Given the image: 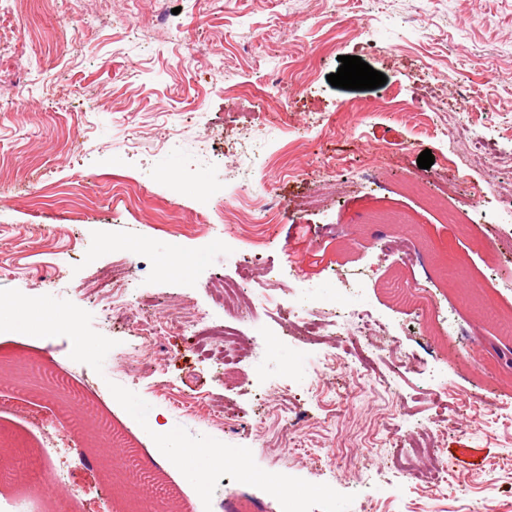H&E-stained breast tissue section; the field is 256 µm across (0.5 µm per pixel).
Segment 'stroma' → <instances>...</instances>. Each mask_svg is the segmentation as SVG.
<instances>
[{
  "label": "stroma",
  "instance_id": "stroma-1",
  "mask_svg": "<svg viewBox=\"0 0 512 512\" xmlns=\"http://www.w3.org/2000/svg\"><path fill=\"white\" fill-rule=\"evenodd\" d=\"M346 55L386 84L331 86ZM457 89L474 103L459 110L472 142L494 155L449 131ZM255 138L260 153L242 154ZM427 149L435 162L422 169ZM240 167L247 191H225ZM511 192L512 0H0V288L70 300L117 342L98 373L71 359L67 337L0 332L11 373L0 387L25 407L0 413V466L47 444L57 471L37 491L23 477L0 482V502L34 492L36 512L68 499L74 512H126L139 487L114 492L109 471L137 464L194 512L240 499L282 512L227 476L204 508L111 394L122 381L151 420L354 494L353 512H512V259L490 250ZM219 207L223 219L204 223ZM174 245L194 258L187 274L165 270ZM247 262L274 282L248 287L234 326L255 351L234 373L185 336L132 355L136 320H165L173 303L224 322L208 285ZM112 267L132 270L114 288L151 307L104 312L110 290L98 282ZM418 287L425 317L396 299ZM300 307L321 341L292 335ZM358 310L381 323L374 344L404 362L386 357L354 378ZM379 373L391 390L374 388ZM217 405L238 413L233 431ZM286 407L298 426L284 428ZM421 426L447 483L416 481L423 462L394 446Z\"/></svg>",
  "mask_w": 512,
  "mask_h": 512
}]
</instances>
